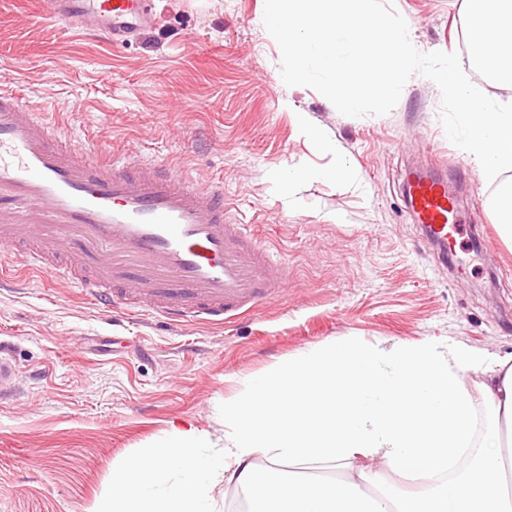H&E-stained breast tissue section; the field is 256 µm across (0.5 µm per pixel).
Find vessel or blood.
I'll use <instances>...</instances> for the list:
<instances>
[{
	"instance_id": "vessel-or-blood-1",
	"label": "vessel or blood",
	"mask_w": 512,
	"mask_h": 512,
	"mask_svg": "<svg viewBox=\"0 0 512 512\" xmlns=\"http://www.w3.org/2000/svg\"><path fill=\"white\" fill-rule=\"evenodd\" d=\"M50 19L98 31L112 43L150 23L148 0H47ZM0 86V252L78 287L95 303L135 315L223 325L279 296L286 268L275 267L253 225L230 213L224 188L200 184L152 160L90 158ZM414 216L455 247L464 218L448 183L410 177ZM33 240L17 243L23 232Z\"/></svg>"
}]
</instances>
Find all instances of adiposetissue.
<instances>
[{
	"label": "adipose tissue",
	"mask_w": 512,
	"mask_h": 512,
	"mask_svg": "<svg viewBox=\"0 0 512 512\" xmlns=\"http://www.w3.org/2000/svg\"><path fill=\"white\" fill-rule=\"evenodd\" d=\"M472 64L512 87V0H465ZM492 413L476 432V403ZM190 425L112 471L98 512H512V356L454 343L339 339L251 378L224 405V446ZM265 458L258 468L256 458Z\"/></svg>",
	"instance_id": "1"
}]
</instances>
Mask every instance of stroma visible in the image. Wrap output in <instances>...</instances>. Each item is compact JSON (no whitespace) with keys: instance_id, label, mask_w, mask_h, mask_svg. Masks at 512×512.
Masks as SVG:
<instances>
[{"instance_id":"stroma-1","label":"stroma","mask_w":512,"mask_h":512,"mask_svg":"<svg viewBox=\"0 0 512 512\" xmlns=\"http://www.w3.org/2000/svg\"><path fill=\"white\" fill-rule=\"evenodd\" d=\"M156 21L115 46L45 19L44 0H0V78L64 115V133L124 162H172L224 185L288 286L234 323L120 317L40 274L0 288V340L19 375L0 398V512H96L112 469L186 423L224 445V404L254 376L315 345L427 340L512 353V251L493 189L440 123V91L415 75L387 114L342 115L316 90L280 86L262 0H154ZM461 0H393L416 48L463 52ZM309 113L340 156L295 123ZM282 188L288 168L331 169ZM447 178L472 226L453 260L416 224L408 173ZM346 221H326L327 212ZM490 247H483V240Z\"/></svg>"}]
</instances>
